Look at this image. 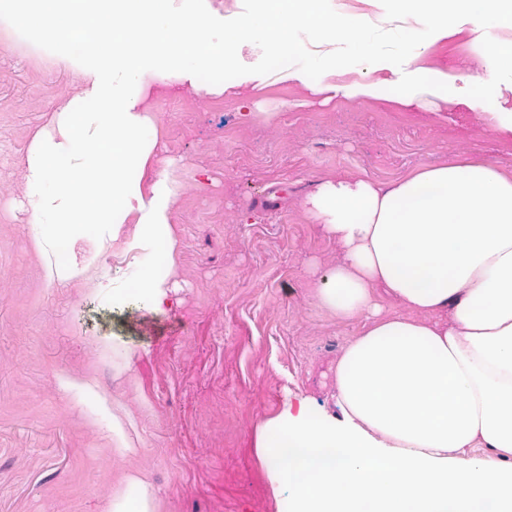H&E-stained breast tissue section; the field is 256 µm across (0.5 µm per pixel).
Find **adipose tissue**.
<instances>
[{"instance_id": "ef3b65f1", "label": "adipose tissue", "mask_w": 512, "mask_h": 512, "mask_svg": "<svg viewBox=\"0 0 512 512\" xmlns=\"http://www.w3.org/2000/svg\"><path fill=\"white\" fill-rule=\"evenodd\" d=\"M4 2L83 82L26 160L31 247L49 283L86 277L106 292L99 258L132 223L146 260L123 288L153 312L171 306L175 232L168 197L129 186L157 129L124 87L231 66L258 36L284 52L303 29L339 42L363 28L325 0H257L224 31L174 0ZM304 207L342 250L316 301L360 329L336 363L335 413L300 397L262 426L275 494L288 512H512V173L454 155L388 184L319 182ZM381 294L405 314H385ZM468 448L484 454L461 459Z\"/></svg>"}]
</instances>
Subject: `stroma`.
Here are the masks:
<instances>
[{"mask_svg":"<svg viewBox=\"0 0 512 512\" xmlns=\"http://www.w3.org/2000/svg\"><path fill=\"white\" fill-rule=\"evenodd\" d=\"M470 25L427 39L403 67L333 69L322 82L376 86L330 101L280 72L237 94L179 80L151 83L142 111L158 130L150 180L170 191L176 230L173 305L113 308L92 282L49 284L28 242L25 164L35 134L82 80L52 45L16 35L0 50V512H108L123 476L152 489L157 512H288L257 454L260 427L286 399L334 411L336 363L358 324L317 305L316 283L341 258L302 202L318 182L388 183L461 153L512 171V83L476 108L435 96L396 103L402 73L485 82ZM93 337L116 341L99 352ZM133 358H125V350ZM92 375L136 426V450L112 449L94 400L61 388Z\"/></svg>","mask_w":512,"mask_h":512,"instance_id":"35a3bbf8","label":"stroma"}]
</instances>
